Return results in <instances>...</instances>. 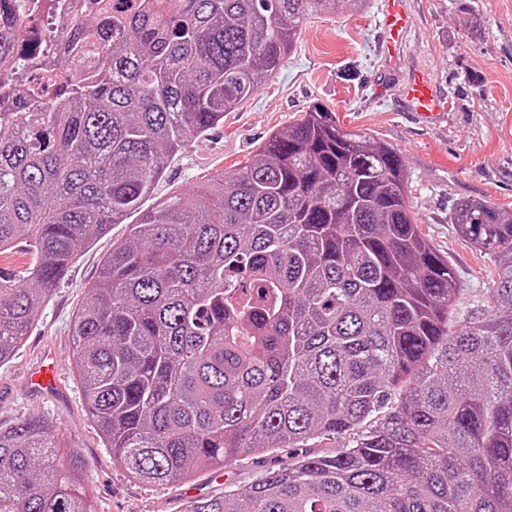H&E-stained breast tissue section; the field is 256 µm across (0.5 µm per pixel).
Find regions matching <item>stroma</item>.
<instances>
[{
  "label": "stroma",
  "mask_w": 512,
  "mask_h": 512,
  "mask_svg": "<svg viewBox=\"0 0 512 512\" xmlns=\"http://www.w3.org/2000/svg\"><path fill=\"white\" fill-rule=\"evenodd\" d=\"M404 6L408 30L403 63L396 69L386 62L381 0L309 18L267 83L225 113L220 125L166 159L144 209L190 192L212 175L235 173L272 133L317 103L336 112L346 129L368 133L401 153L413 217L448 258L461 287L457 313L485 304L494 267L459 234L450 216L456 202L467 198L512 208V0H474L468 11L461 0H404ZM416 73L443 100V115L423 118L401 99L403 83ZM138 220V214H131L99 235L41 305L35 327L14 357L0 366V425L47 417L82 453L96 512H181L187 500L244 491L287 464L288 451L243 454L191 481L160 486L131 480L113 461L73 374L70 326L102 258L128 237ZM47 351L63 376L64 395L57 399L23 385Z\"/></svg>",
  "instance_id": "1"
}]
</instances>
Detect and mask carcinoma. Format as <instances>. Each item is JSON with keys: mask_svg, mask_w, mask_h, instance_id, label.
<instances>
[{"mask_svg": "<svg viewBox=\"0 0 512 512\" xmlns=\"http://www.w3.org/2000/svg\"><path fill=\"white\" fill-rule=\"evenodd\" d=\"M342 0H94L15 89L20 5L0 0V364L78 252L138 211L165 159L273 76L304 20ZM103 44L101 65L72 57ZM54 87L45 93L43 81ZM401 154L314 105L231 175L158 201L101 262L71 324L75 374L135 481L353 434L182 512H512V210L457 203L494 262L453 321L452 265L408 205ZM383 422L367 426L373 415ZM52 423L0 427V512H92ZM352 440V435L349 437L346 436H338V437H329L326 438H316L308 441L306 443V447L299 448L296 450L298 454L300 453V449L303 450L305 454L319 455V456H334L337 452L344 450Z\"/></svg>", "mask_w": 512, "mask_h": 512, "instance_id": "obj_1", "label": "carcinoma"}]
</instances>
